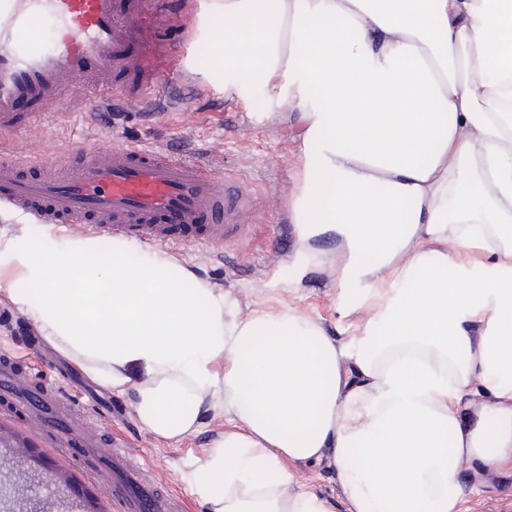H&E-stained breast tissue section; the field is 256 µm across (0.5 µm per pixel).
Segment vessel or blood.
Instances as JSON below:
<instances>
[{
	"mask_svg": "<svg viewBox=\"0 0 512 512\" xmlns=\"http://www.w3.org/2000/svg\"><path fill=\"white\" fill-rule=\"evenodd\" d=\"M44 20L54 24V44L35 32ZM191 39L186 17L159 0H0V133L46 122L78 86L122 104L134 94L154 107L162 82L177 87L188 80ZM2 206L88 236L122 234L160 248L205 251L244 241L245 216L260 210L245 178L134 142L104 152L82 143L64 162L33 161L1 145ZM91 400L82 392L63 396L50 381L29 394L11 359H0V406L26 408L62 447L64 460L108 464L120 512H179L163 483L143 482L140 461L123 443L103 440L89 426Z\"/></svg>",
	"mask_w": 512,
	"mask_h": 512,
	"instance_id": "vessel-or-blood-1",
	"label": "vessel or blood"
}]
</instances>
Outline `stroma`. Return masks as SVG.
<instances>
[{"mask_svg":"<svg viewBox=\"0 0 512 512\" xmlns=\"http://www.w3.org/2000/svg\"><path fill=\"white\" fill-rule=\"evenodd\" d=\"M214 51L211 39L194 34L188 67L196 83L184 89L188 99L185 106H171L159 115L134 99L110 126L61 112L51 122L23 135L6 136L5 141L18 153L38 159L66 155L80 138L109 145L118 136L158 149L178 145L194 156L222 165L227 172L245 174L259 200L266 204L264 212L251 224L246 242L227 254L211 257L192 247H177L166 251V258L175 270L215 291L231 294L241 313L289 307L318 321L330 335L350 341L360 314L343 313L340 305L343 297H354V290L340 292L327 264L305 267L293 253L276 264L268 261L269 250L277 241V224L291 220L288 200L298 190L303 151L280 125L252 122L251 112L266 108L262 89H255L247 108L225 95L223 81L210 70ZM1 352L9 353L18 362L22 385L41 379L72 387L91 382L74 361L42 337L33 320L3 291ZM101 392L112 401L114 410L94 416L93 426L128 442L130 452L143 463L147 477L165 483L180 497L181 512H208L191 478L224 436L223 412L204 407L198 431L163 439L137 419L133 390L118 392L105 386ZM0 424L25 441V457L20 464L34 470L37 494L53 498L52 482L60 475L66 480L67 496L74 502L93 503L97 512H114L109 470L84 475L77 465L63 464L59 449L45 441L43 426L30 421L25 412L0 419ZM292 470L302 484L335 500L336 512H346L336 475L327 463L296 464Z\"/></svg>","mask_w":512,"mask_h":512,"instance_id":"1","label":"stroma"}]
</instances>
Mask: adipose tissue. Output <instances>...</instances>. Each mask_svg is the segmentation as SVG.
Returning <instances> with one entry per match:
<instances>
[{
    "mask_svg": "<svg viewBox=\"0 0 512 512\" xmlns=\"http://www.w3.org/2000/svg\"><path fill=\"white\" fill-rule=\"evenodd\" d=\"M213 66L304 148L288 202L357 286L355 340L291 309L240 314L122 240L0 236V288L142 425L230 424L194 486L210 512H336L289 465L328 461L348 512H471L512 470V0H207ZM223 371H216V362Z\"/></svg>",
    "mask_w": 512,
    "mask_h": 512,
    "instance_id": "adipose-tissue-1",
    "label": "adipose tissue"
}]
</instances>
